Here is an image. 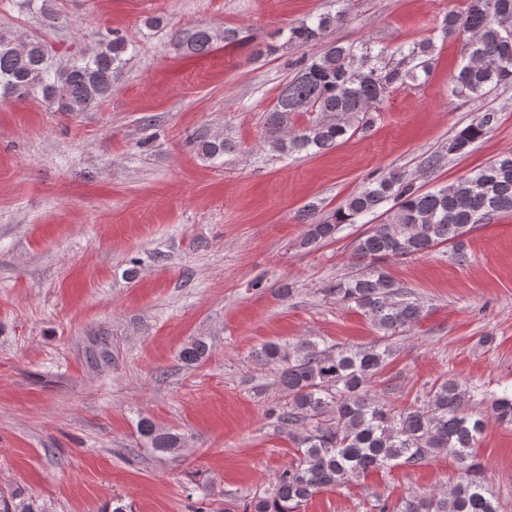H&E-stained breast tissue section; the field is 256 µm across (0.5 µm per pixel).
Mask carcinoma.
<instances>
[{
    "instance_id": "carcinoma-1",
    "label": "carcinoma",
    "mask_w": 512,
    "mask_h": 512,
    "mask_svg": "<svg viewBox=\"0 0 512 512\" xmlns=\"http://www.w3.org/2000/svg\"><path fill=\"white\" fill-rule=\"evenodd\" d=\"M333 13L304 20L288 31V41L307 47L347 19V0H336ZM442 36L464 35V61L453 77V92L468 100L485 98L512 84V0H468L464 11L443 20ZM217 34L196 27L174 36L175 46L193 53L208 50ZM132 43L110 31L90 53L63 66L52 64L45 43L18 42L0 33V98L25 100L39 94L58 112H84L112 95ZM434 45L422 42L401 47L395 59L385 49L365 45L356 51L338 41L310 58H302L296 74L266 112L264 127L271 146L282 153L320 151L335 145L362 116L371 124L390 90L428 75ZM313 109L329 114L303 130L284 134L293 112ZM497 113H473L470 122L448 140V153L465 155L496 123ZM200 154L217 159L233 145L201 136ZM382 213L383 218L358 235L352 244L356 273L336 282L330 293L340 304L361 309L379 334L369 346H320L305 339L293 345L267 342L257 356L270 367L273 384L288 394L286 406L272 410L300 457L278 470L271 490L256 494L242 512H301L305 502L324 488L341 487L351 478L399 464L416 465L440 455L455 459L462 479L444 492L410 495L397 503L379 499L373 512H500L494 493L474 462L485 419L470 413L472 404L486 405V414L512 424V389L487 393L477 384L445 378L417 402L403 406L396 399V381L384 376L394 354L393 341L422 318L424 306L402 291L380 263L428 254L442 245L460 250L471 225L498 213L512 212V157L506 156L469 177L423 192L399 172L369 182L348 197L329 220L306 226L303 244L335 238L344 224ZM207 343L193 340L180 352L186 365L201 361ZM379 388H374L375 382ZM138 431L148 447L174 453L183 437L142 418ZM0 512H43L29 500H3Z\"/></svg>"
}]
</instances>
